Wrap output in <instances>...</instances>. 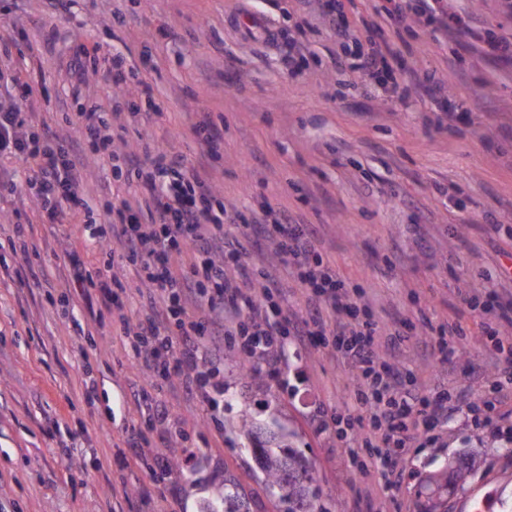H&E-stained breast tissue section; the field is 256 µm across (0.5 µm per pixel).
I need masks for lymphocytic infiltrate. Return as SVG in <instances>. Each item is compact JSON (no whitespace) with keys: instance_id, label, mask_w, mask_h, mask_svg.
<instances>
[{"instance_id":"obj_1","label":"lymphocytic infiltrate","mask_w":512,"mask_h":512,"mask_svg":"<svg viewBox=\"0 0 512 512\" xmlns=\"http://www.w3.org/2000/svg\"><path fill=\"white\" fill-rule=\"evenodd\" d=\"M67 136L48 134L47 121L33 122L17 99L0 97V160L22 159L31 175L28 188L50 219L79 206V169L88 152L109 150L115 125L97 107L77 113ZM144 161H128L115 177L135 182L139 197L123 199L97 233L107 257L103 270L90 272L77 255L68 257V273L82 297L98 293L118 301L124 282L115 263L137 270L142 313L132 332L134 355L151 374L150 389L135 399L151 401L152 390L174 384L202 392L208 376L200 363L208 347L237 336L254 371L279 376L292 346L314 347L331 336L342 356L358 370V411L350 422L363 431L382 474L415 443L430 438L437 422L460 411L480 414L492 402L477 405L465 394L422 393L407 382L406 371L383 360L375 338L382 326L359 305L335 269L324 261L315 229L290 215L263 207L241 218L245 233L228 235L224 200L206 169L187 166L155 146H145ZM266 229L275 254L287 261L306 296V312L286 308V291L271 266L243 264L247 228ZM483 334L493 345L496 375L512 381V348L498 341L496 323L512 320V294H498Z\"/></svg>"}]
</instances>
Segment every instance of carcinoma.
I'll return each instance as SVG.
<instances>
[{
  "label": "carcinoma",
  "instance_id": "obj_1",
  "mask_svg": "<svg viewBox=\"0 0 512 512\" xmlns=\"http://www.w3.org/2000/svg\"><path fill=\"white\" fill-rule=\"evenodd\" d=\"M243 430L252 439L265 473L267 485H277L282 490L280 500L288 503V512H317L310 490L313 480L306 459L293 449L284 450L277 439L253 430L243 422ZM224 512H250L244 498L229 487H224Z\"/></svg>",
  "mask_w": 512,
  "mask_h": 512
}]
</instances>
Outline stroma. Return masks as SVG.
Returning <instances> with one entry per match:
<instances>
[{
    "instance_id": "1",
    "label": "stroma",
    "mask_w": 512,
    "mask_h": 512,
    "mask_svg": "<svg viewBox=\"0 0 512 512\" xmlns=\"http://www.w3.org/2000/svg\"><path fill=\"white\" fill-rule=\"evenodd\" d=\"M352 38L347 50L396 44L400 89L378 87L336 68L344 49L319 15L318 0H0L5 62L38 116L61 135L69 114L119 99L141 113L116 137V153L143 158L154 143L186 165L210 164L228 209L287 210L315 225L323 257L349 294L380 321L399 316L422 337L459 327L448 361L400 353L416 386L493 397L498 413L478 424L467 411L435 428V443L410 449L397 492H388L373 459L349 437L354 374L333 343L288 350L284 382L254 381L225 360L218 379L229 392L216 416L201 396L167 389L162 401L181 436L131 452V426L150 414L130 393L146 373L124 326L134 305L77 301L65 268L77 250L90 270L105 260L93 231L108 221L114 197L135 185L112 178V159L91 156L81 170L89 208L49 223L26 192L24 161L0 163L17 192L0 199V267L46 270L43 286L0 275V512H224V487H236L252 512H286L241 430L242 422L281 433L313 466L319 512H466L470 495L490 496L492 512H512V384L496 379L481 312L465 297L491 302L512 291V55L485 42H512V0H437L447 27L408 13L392 25L388 0H336ZM267 19L269 40L244 32L243 16ZM302 48L287 65L289 44ZM123 57L120 88L100 75ZM151 85L157 104L142 93ZM451 100L443 111L432 92ZM207 112L224 139L209 159L192 126ZM32 232L27 253L7 241L14 224ZM85 329L75 337L72 320ZM91 362H84V355ZM93 378V402L82 396ZM59 421L64 446L48 436ZM465 480L435 491L428 480L455 458ZM171 462L163 483L155 461Z\"/></svg>"
}]
</instances>
